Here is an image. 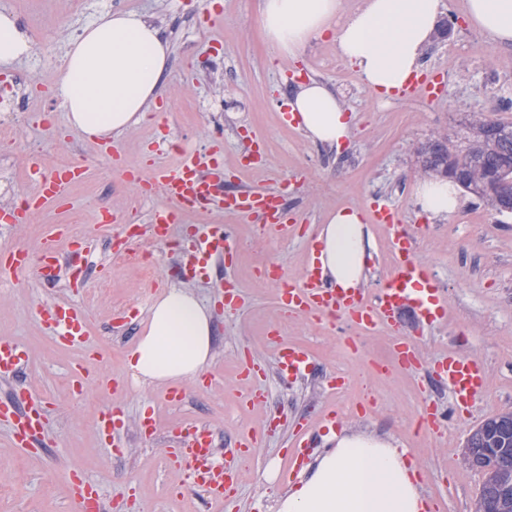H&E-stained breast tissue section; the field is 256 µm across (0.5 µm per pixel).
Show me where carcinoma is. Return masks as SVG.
<instances>
[{
	"mask_svg": "<svg viewBox=\"0 0 512 512\" xmlns=\"http://www.w3.org/2000/svg\"><path fill=\"white\" fill-rule=\"evenodd\" d=\"M464 141L448 142L437 131L417 150L418 174L447 175L467 192L489 203L496 212L512 213V123L472 113L465 123ZM496 183L488 193L484 187ZM465 462L485 473L479 503L494 512H512V411L484 421L467 440Z\"/></svg>",
	"mask_w": 512,
	"mask_h": 512,
	"instance_id": "cac0c4a2",
	"label": "carcinoma"
}]
</instances>
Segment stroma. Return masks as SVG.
Listing matches in <instances>:
<instances>
[{
  "label": "stroma",
  "instance_id": "1",
  "mask_svg": "<svg viewBox=\"0 0 512 512\" xmlns=\"http://www.w3.org/2000/svg\"><path fill=\"white\" fill-rule=\"evenodd\" d=\"M468 0H442L441 16L452 24L446 38L430 39L421 68L442 76V95H422L407 101H380L354 66L336 52L332 34L308 43L296 58H278L259 24V0H0V12L15 19L34 51L12 65L0 66V87L7 85L27 99L29 114L14 142H0V155L10 163L9 176L0 177V205L33 186L25 176L30 142H44L41 160L51 168L77 162L84 178L69 191L70 207L47 206L18 230H0V246L30 247L66 224L75 233L100 230L102 208L136 211L146 216L147 201L126 184L121 171L97 155L93 141L71 128L62 99L56 93L58 60L82 28L103 13L136 12L151 18L171 44L169 72L153 114L134 125L114 143L144 170L171 167L180 155L173 145L205 149L215 132H222L224 178L229 188L263 187L286 178L290 211L304 221V230L288 239L259 238L251 225L238 224V256L231 271L242 303L218 306L211 285L197 283L193 293L213 311L212 387L186 384L187 397L177 406L162 402L161 386L132 381L120 401L129 417L156 408L161 427L178 419L213 424L224 441L245 425L259 426L260 416L244 418L236 408L237 379L242 350L267 366L263 383L271 415L287 413L295 423L327 405L336 408L337 434L368 430L405 448L414 463L426 499H439L445 512H473L482 476L466 468L462 452L471 429L487 418L512 410V214L488 210L471 194L450 219L428 217L414 204L420 166L417 149L431 133L447 131L459 140L467 114L482 112L512 122V47L492 43L467 13ZM323 82L354 113L356 125L341 148L310 141L296 126L282 124L288 91L307 78ZM265 139L268 168H243V151L252 135ZM397 210L419 235V257L445 288V322L420 334L419 372L393 371L382 376L377 365L387 363L393 338L383 332L352 336L300 319H282L276 290L258 285L257 268L281 264L289 275L301 271L311 232L333 210L364 209L373 215L381 207ZM176 258L161 252L154 277L137 269L111 265L106 275L90 272L83 287L57 291L56 296L85 304L91 313L93 339L103 348V369L128 377L126 356L142 336L144 322L112 332L113 303L143 302L152 279L184 285L175 270ZM35 278L21 284H0V339L25 344L32 352L31 380L48 397L49 445L30 459L13 450L6 428L0 426V512H72L65 497L71 472L98 482L108 496L109 512H208L201 501L184 493L185 474L167 470L160 446L143 445L135 435L125 438L122 456H114L108 441L94 435V420L110 406L107 392L73 393L71 365L83 354L59 347L34 320L39 304L48 299ZM282 321L289 342L306 346L315 366L302 376L285 377L275 369V354L267 341L271 322ZM448 351L480 356L488 382L469 418L447 420L443 434H430L420 424L426 404H442L448 393L434 379L435 361ZM343 389L331 391L335 375ZM375 398L374 411L364 410ZM290 433L265 437L242 465L238 490L240 512H275V501L289 480H267L265 473L283 471Z\"/></svg>",
  "mask_w": 512,
  "mask_h": 512
}]
</instances>
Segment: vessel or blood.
<instances>
[{"mask_svg":"<svg viewBox=\"0 0 512 512\" xmlns=\"http://www.w3.org/2000/svg\"><path fill=\"white\" fill-rule=\"evenodd\" d=\"M444 85L439 76L425 74L410 82L401 92L402 98L413 99L419 92L442 93ZM97 152L116 167L124 168L125 181L142 198L154 205L143 224H132L122 212L108 209L106 222L118 225L110 242L112 250L129 248L139 238H156L159 229H169L187 223L190 217L203 213L228 214L235 221L257 222L264 236L288 237L298 229V217L284 205L282 188H248L228 190L224 187V161L217 151L201 154L182 151L180 161L170 168H156L150 177L127 165L116 148L100 143ZM81 164L70 163L39 171L35 189L28 194L24 207H0V225L15 228L27 223L42 207L52 204L66 208L71 185L83 179ZM374 220L383 224L393 261L383 284L376 289L365 287L344 289L330 282L322 273L318 261H307L300 274L282 280L278 305L287 315L316 321L341 320L368 334L384 330L395 335V357L406 368L421 365L420 346L403 326L404 316H411L421 326H430L447 316V297L430 267L417 255V235L404 225L398 212L383 208L375 212ZM98 240L89 233L71 237L67 225L41 239L37 253L14 244L0 248V280L19 283L28 274H35L47 285L63 280L81 283L79 268L89 267V258ZM187 269H194L198 260L219 262L232 269L237 257V233L232 224H199L193 232L192 245L182 252ZM40 326L60 344L84 349L86 358L70 370V383L76 393L91 389L109 390L113 399L126 391L125 383L102 373L101 356L90 347V313L81 304L48 300L36 311ZM270 339L277 352V366L294 375L310 363L308 351L289 343L278 333ZM30 361L25 346L14 341L0 340V385L6 392L0 396V424L8 430L10 444L20 453H34L47 445L45 433L48 418L39 403L35 389L22 381L21 372ZM436 377L447 388L454 414H470L477 397L487 384L484 362L474 355L456 353L439 359ZM267 400L264 389L242 386L237 396V408L243 413L262 410ZM336 414L327 411L317 419L300 420L291 434L293 460H304L312 446L313 436L321 427H333ZM126 425L119 409L100 413L96 433L110 440L115 450H123L118 436ZM134 428L145 440L164 437V456L170 468L185 470L190 484L202 489L215 505L233 500L238 493V462L245 460L252 448L260 446L265 428L246 427L238 433L230 448L217 445L215 429L192 420L180 421L168 433H161L154 411L139 415ZM66 496L73 512H105L101 488L83 476L73 477L66 485Z\"/></svg>","mask_w":512,"mask_h":512,"instance_id":"vessel-or-blood-1","label":"vessel or blood"}]
</instances>
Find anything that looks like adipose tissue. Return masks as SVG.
Masks as SVG:
<instances>
[{"label":"adipose tissue","mask_w":512,"mask_h":512,"mask_svg":"<svg viewBox=\"0 0 512 512\" xmlns=\"http://www.w3.org/2000/svg\"><path fill=\"white\" fill-rule=\"evenodd\" d=\"M439 7L440 0H365L348 14L343 0H261L260 21L282 57H297L310 41L334 32L338 54L386 100L418 70ZM468 12L495 44L512 45V0H468ZM170 51L163 29L151 19L99 15L65 53L57 93L71 127L89 139L107 138L144 120L165 80ZM290 106L299 130L312 141L333 146L350 138L354 117L323 83L298 86ZM415 204L427 215L450 216L460 207L459 189L450 181L422 180ZM317 241L329 279L345 288L366 280L372 240L360 209L331 213ZM211 320L210 308L191 291L166 290L149 308L127 368L152 384L198 379L211 360ZM413 473L404 453L388 441L341 435L278 500L276 512H424L426 500Z\"/></svg>","instance_id":"obj_1"}]
</instances>
